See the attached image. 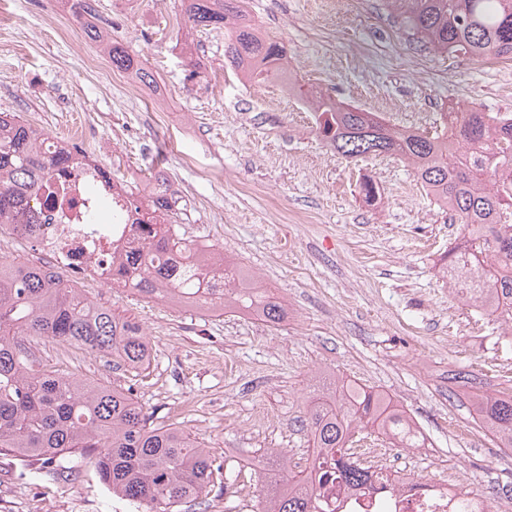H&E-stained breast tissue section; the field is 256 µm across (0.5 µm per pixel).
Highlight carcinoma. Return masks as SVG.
<instances>
[{"label":"carcinoma","instance_id":"obj_1","mask_svg":"<svg viewBox=\"0 0 512 512\" xmlns=\"http://www.w3.org/2000/svg\"><path fill=\"white\" fill-rule=\"evenodd\" d=\"M190 27L224 28L225 59L249 80L281 72L285 47L264 37L247 19V0H182ZM407 26L435 49L477 58L512 59V0H391ZM85 34L105 46L112 66L143 83L153 76L122 43L85 22ZM317 131L326 146L346 159L398 154L412 161L417 178L437 202L458 215L461 241L448 249L446 275L455 291L476 307L512 320V113L476 108L444 113L446 131L392 128L329 96L311 100ZM40 133L13 112H0V224H33L32 196L74 163L59 145L41 151ZM170 188L158 185L146 210L170 229L136 219L143 251L112 263V280L150 299L191 300L197 308L257 310L277 323L281 303L242 270L203 265L196 245L173 229ZM82 346L137 371L151 348L141 327L88 299L65 277L42 265L0 262V459L32 458L37 480L64 477L61 459L83 456L113 496L144 512H174L208 492L224 466L182 430L154 426L130 390L107 388L39 369L31 338ZM474 407L482 412L500 448H512V389L489 396L472 383ZM371 430L400 448L424 447L423 436L391 398L345 379L322 380L310 401L306 430L312 464L323 478L352 485L368 471L351 453L356 434ZM257 512H312L308 477L292 475L282 456Z\"/></svg>","mask_w":512,"mask_h":512}]
</instances>
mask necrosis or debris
I'll list each match as a JSON object with an SVG mask.
<instances>
[{
    "label": "necrosis or debris",
    "instance_id": "4bbe7bcc",
    "mask_svg": "<svg viewBox=\"0 0 512 512\" xmlns=\"http://www.w3.org/2000/svg\"><path fill=\"white\" fill-rule=\"evenodd\" d=\"M93 162L70 168L61 177L64 197L50 212L48 224L34 236L17 229V238H31L35 257L68 275L77 287L112 282V257L139 248L130 225L108 223L107 214L119 213L121 204L111 191L95 189ZM371 486L336 483L317 486L314 512H452L457 501L469 500L471 512L483 502L470 497L462 473L418 488L408 468L375 463Z\"/></svg>",
    "mask_w": 512,
    "mask_h": 512
}]
</instances>
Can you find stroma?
Instances as JSON below:
<instances>
[{
  "label": "stroma",
  "mask_w": 512,
  "mask_h": 512,
  "mask_svg": "<svg viewBox=\"0 0 512 512\" xmlns=\"http://www.w3.org/2000/svg\"><path fill=\"white\" fill-rule=\"evenodd\" d=\"M91 13L154 76L113 68L68 0H5L0 9V112L51 137L76 139L143 196L166 180L178 229L242 266L288 314L271 324L174 310L127 288L88 296L143 328L139 374L77 345L34 340L43 369L132 389L154 423L191 434L239 470L235 506L254 512L266 483L249 458L306 453L309 390L340 376L390 395L417 423L424 451L387 457L429 481L449 468L497 505L512 481L506 449L472 428L468 388L512 387V326L454 298L439 271L460 222L398 155L347 159L318 135L294 92L323 90L393 124L435 131L456 105L512 113L507 62L438 53L387 0H249V18L286 47L265 96L229 70L223 31L189 29L181 0H89ZM372 180L376 201L359 184ZM75 480L35 484L21 459L0 466V512H133L79 456Z\"/></svg>",
  "instance_id": "stroma-1"
}]
</instances>
